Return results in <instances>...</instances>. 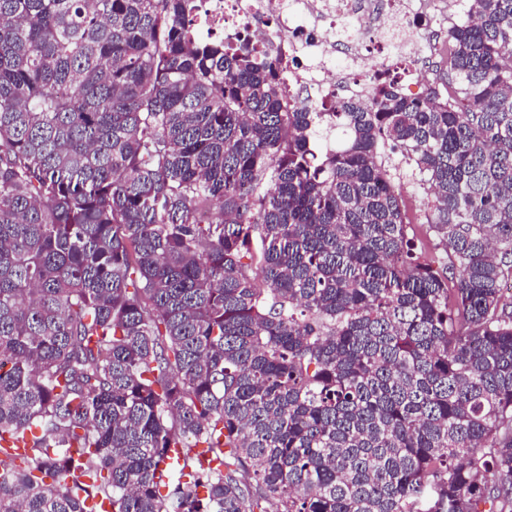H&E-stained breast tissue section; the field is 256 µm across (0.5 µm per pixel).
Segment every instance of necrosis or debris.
<instances>
[{"instance_id":"necrosis-or-debris-1","label":"necrosis or debris","mask_w":512,"mask_h":512,"mask_svg":"<svg viewBox=\"0 0 512 512\" xmlns=\"http://www.w3.org/2000/svg\"><path fill=\"white\" fill-rule=\"evenodd\" d=\"M465 20L461 0H203L198 33L246 36L279 62L287 104L326 111L339 94L366 98L370 79L399 81L424 70L434 14Z\"/></svg>"}]
</instances>
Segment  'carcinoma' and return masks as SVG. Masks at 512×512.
<instances>
[{
	"label": "carcinoma",
	"instance_id": "obj_1",
	"mask_svg": "<svg viewBox=\"0 0 512 512\" xmlns=\"http://www.w3.org/2000/svg\"><path fill=\"white\" fill-rule=\"evenodd\" d=\"M464 2L423 95L311 112L194 0H0V512H512V0ZM400 184V191L408 206L409 215L413 222H415L413 225H415L418 236L431 255L434 243L433 237L431 236L430 238L426 226H421L425 223V211L427 209V206L424 204V194L422 190L409 179H404Z\"/></svg>",
	"mask_w": 512,
	"mask_h": 512
}]
</instances>
